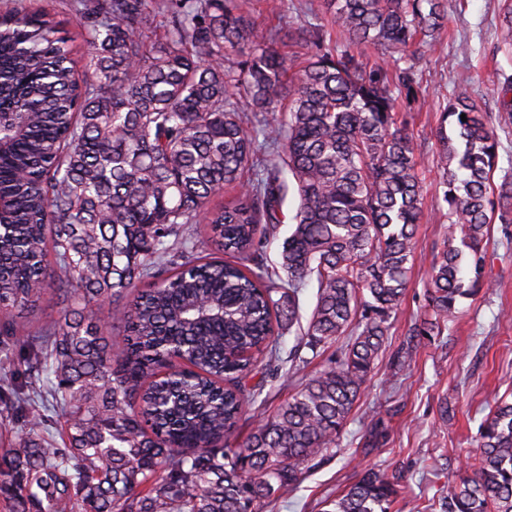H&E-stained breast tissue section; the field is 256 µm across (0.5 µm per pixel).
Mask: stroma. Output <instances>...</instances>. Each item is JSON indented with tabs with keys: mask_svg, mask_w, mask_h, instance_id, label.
Returning <instances> with one entry per match:
<instances>
[{
	"mask_svg": "<svg viewBox=\"0 0 512 512\" xmlns=\"http://www.w3.org/2000/svg\"><path fill=\"white\" fill-rule=\"evenodd\" d=\"M448 20L434 48H422L410 66L417 101L408 116L418 142L424 206L417 231L410 286L391 315L386 350L361 389L336 447L310 463L302 483L266 499L262 512H325L327 501L369 469L399 481L389 512H448V484L472 474L480 425L498 398L512 393V224L495 223L487 242L486 276L491 288L460 299L440 333L413 336L409 330L431 313L427 284L431 262L448 237L436 167L439 115L457 86H468L498 127L496 176L512 174V119L496 92L497 74L512 75L499 49V0H445ZM260 28L279 33V48L304 59L292 37L301 24L325 21L321 0H247ZM411 347L412 359L398 365L395 354ZM339 345L326 347L306 369L284 360L258 366L255 381L263 400L251 405L246 425L227 442L237 445L305 376L327 366ZM383 434L368 446L366 433Z\"/></svg>",
	"mask_w": 512,
	"mask_h": 512,
	"instance_id": "stroma-1",
	"label": "stroma"
}]
</instances>
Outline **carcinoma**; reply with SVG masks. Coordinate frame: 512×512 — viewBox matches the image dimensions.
Returning <instances> with one entry per match:
<instances>
[{
    "instance_id": "obj_1",
    "label": "carcinoma",
    "mask_w": 512,
    "mask_h": 512,
    "mask_svg": "<svg viewBox=\"0 0 512 512\" xmlns=\"http://www.w3.org/2000/svg\"><path fill=\"white\" fill-rule=\"evenodd\" d=\"M325 7L347 44L301 25L294 39L315 52L299 67L237 0H92L80 60L54 15L0 11V344L26 364L0 384L19 438L0 453V494L21 512H260L336 444L409 286L423 208L398 109L412 73L370 67L364 49L431 47L445 13L442 0ZM160 12L168 32L147 46ZM502 23L512 64V2ZM438 138L448 240L428 283L434 322L415 336L455 314L462 262L470 287L487 285L491 224L512 222V178L493 184L499 141L467 88ZM291 190L294 229L271 265ZM311 281L312 357L348 342L231 451L261 390L245 378L257 357L279 359ZM49 292L59 319L20 333L15 314ZM45 394L67 414L59 441ZM478 448L448 512H512V399ZM397 495L371 469L329 512H387Z\"/></svg>"
}]
</instances>
